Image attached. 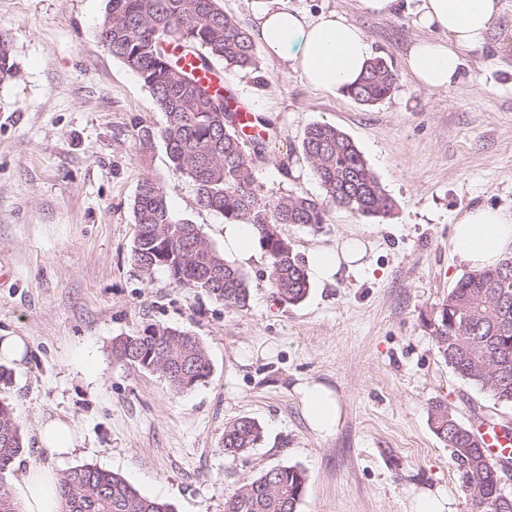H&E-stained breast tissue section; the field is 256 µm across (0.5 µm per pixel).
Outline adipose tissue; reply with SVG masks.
I'll return each mask as SVG.
<instances>
[{
  "mask_svg": "<svg viewBox=\"0 0 512 512\" xmlns=\"http://www.w3.org/2000/svg\"><path fill=\"white\" fill-rule=\"evenodd\" d=\"M371 16H390L406 9L421 36L404 57L407 72L422 86L445 89L460 82L463 51L484 44L502 10L500 0H359ZM252 39L270 59L300 73L313 88L347 89L356 84L371 58L364 31L333 11H294L283 0H261L252 15ZM453 253L473 270L497 265L512 252V214L479 208L463 214L453 226ZM364 246L349 238L333 247H318L306 258L309 276L335 282L342 272L358 269ZM303 414L314 432L328 436L343 417L340 398L323 384L300 388ZM56 474L41 467L23 480L25 512H59Z\"/></svg>",
  "mask_w": 512,
  "mask_h": 512,
  "instance_id": "obj_1",
  "label": "adipose tissue"
}]
</instances>
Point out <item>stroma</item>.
<instances>
[{
    "instance_id": "35a3bbf8",
    "label": "stroma",
    "mask_w": 512,
    "mask_h": 512,
    "mask_svg": "<svg viewBox=\"0 0 512 512\" xmlns=\"http://www.w3.org/2000/svg\"><path fill=\"white\" fill-rule=\"evenodd\" d=\"M284 2L361 27L397 84L368 106L314 90L266 58L256 73L225 70L227 88L269 125L265 191L321 196L300 142L310 123L325 121L353 138L396 207L381 220L334 208L322 228L283 226L303 257L358 237L367 265L312 282L303 302L288 305L275 300L258 255L245 268L249 306L237 310L163 274L143 280L133 265V203L144 179L219 249L224 218L198 205L162 140L140 144V128L159 135L165 118L99 39L107 0H0L15 62L0 82V336L27 339L23 359L0 378V400L24 435L0 484L12 496L29 470L91 464L174 512H224L243 481L296 465L309 478L299 512H408L424 488L444 493L450 512H470L430 409L447 403L470 425L480 414L512 422V408L448 368L435 328L469 271L451 250L454 224L478 207L512 212V0H502L487 44L463 52V84L442 90L419 85L404 67L419 35L406 11L377 18L358 0ZM149 324L200 337L212 364L207 383L177 393L159 373L115 359V339ZM310 381L344 405L331 436L303 415L298 390ZM55 416L71 420L78 437L63 456L35 445L40 421ZM241 416L258 420L264 437L234 459L222 438Z\"/></svg>"
}]
</instances>
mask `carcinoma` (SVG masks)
I'll use <instances>...</instances> for the list:
<instances>
[{
	"instance_id": "cac0c4a2",
	"label": "carcinoma",
	"mask_w": 512,
	"mask_h": 512,
	"mask_svg": "<svg viewBox=\"0 0 512 512\" xmlns=\"http://www.w3.org/2000/svg\"><path fill=\"white\" fill-rule=\"evenodd\" d=\"M99 37L113 56L133 71L166 117L161 134L173 169L194 186L198 205L221 214L227 224L251 225L268 258L266 278L282 304L302 302L310 290L305 266L282 226L318 228L330 208L365 218H387L395 202L351 137L327 122H313L301 141L303 161L322 188L317 198L292 192L268 195L258 177L264 139L248 151L237 129L229 90L217 94L180 66L171 54L157 56V43L173 44L199 66L222 63L229 69L256 71L259 56L249 32L217 0H107ZM10 40L0 34V82L12 77ZM397 74L382 57L368 62L348 95L376 104L395 89ZM138 226L132 261L151 280L163 269L182 288L205 293L225 307L247 308V274L227 261L198 225L174 218L163 187L144 179L135 201ZM438 352L468 386L512 407V258L462 276L442 304L435 330ZM116 358L132 367L156 371L175 392L207 381L211 363L193 331L149 325L118 340ZM433 432L451 449L460 488L471 512H512L495 460L485 452L478 431L450 416L448 406L431 407ZM263 429L243 416L224 426V455L236 458L256 447ZM24 452L13 407L0 401V486ZM308 475L298 466L277 465L242 482L225 512H298ZM62 512H172L170 504L144 496L117 473L94 465L74 466L58 476Z\"/></svg>"
}]
</instances>
